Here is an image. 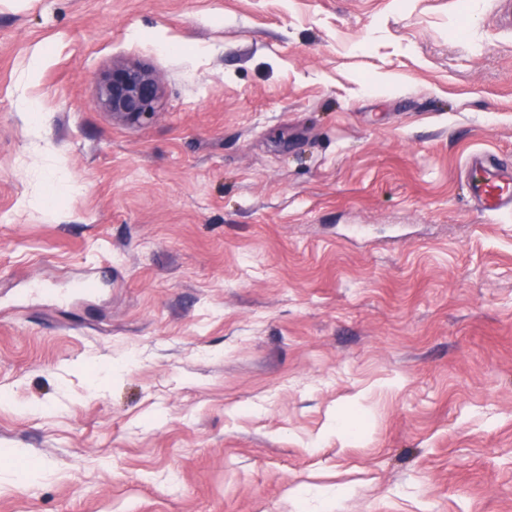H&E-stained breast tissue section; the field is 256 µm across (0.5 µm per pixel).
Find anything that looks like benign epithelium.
<instances>
[{"instance_id":"obj_1","label":"benign epithelium","mask_w":512,"mask_h":512,"mask_svg":"<svg viewBox=\"0 0 512 512\" xmlns=\"http://www.w3.org/2000/svg\"><path fill=\"white\" fill-rule=\"evenodd\" d=\"M159 79L155 71L130 62L112 65L97 86L100 108L122 119L139 122L157 109Z\"/></svg>"}]
</instances>
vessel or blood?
<instances>
[{"instance_id": "b4317fda", "label": "vessel or blood", "mask_w": 512, "mask_h": 512, "mask_svg": "<svg viewBox=\"0 0 512 512\" xmlns=\"http://www.w3.org/2000/svg\"><path fill=\"white\" fill-rule=\"evenodd\" d=\"M466 193L476 210L498 215L512 212V167L493 152L477 150L467 158Z\"/></svg>"}]
</instances>
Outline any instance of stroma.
I'll return each mask as SVG.
<instances>
[{
	"label": "stroma",
	"mask_w": 512,
	"mask_h": 512,
	"mask_svg": "<svg viewBox=\"0 0 512 512\" xmlns=\"http://www.w3.org/2000/svg\"><path fill=\"white\" fill-rule=\"evenodd\" d=\"M499 9L0 0V512H512ZM159 79L155 71L130 62L112 65L97 86V104L122 119L139 122L156 112ZM470 176L466 193L476 210L498 215L512 212V167L487 150L472 152L467 158Z\"/></svg>",
	"instance_id": "stroma-1"
}]
</instances>
